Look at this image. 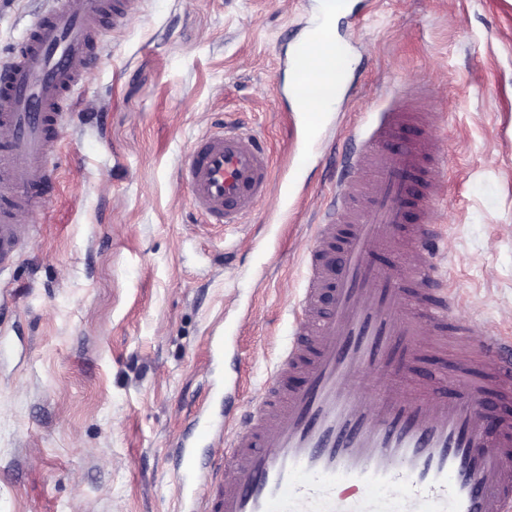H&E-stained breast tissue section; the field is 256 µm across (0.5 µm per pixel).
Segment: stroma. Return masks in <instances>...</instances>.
Instances as JSON below:
<instances>
[{"mask_svg": "<svg viewBox=\"0 0 512 512\" xmlns=\"http://www.w3.org/2000/svg\"><path fill=\"white\" fill-rule=\"evenodd\" d=\"M45 0H0V60ZM315 0H143L106 31L52 160L56 186L0 273V512H181L173 444L207 395L209 337L233 324L225 376L261 395L304 285L302 257L350 124L428 82L450 144L435 256L475 317L512 336V0H350L355 90L337 103L279 218L270 194L217 230L177 170L220 123L253 130L276 172L294 114L288 41Z\"/></svg>", "mask_w": 512, "mask_h": 512, "instance_id": "1", "label": "stroma"}]
</instances>
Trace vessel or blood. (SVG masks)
<instances>
[{
    "label": "vessel or blood",
    "mask_w": 512,
    "mask_h": 512,
    "mask_svg": "<svg viewBox=\"0 0 512 512\" xmlns=\"http://www.w3.org/2000/svg\"><path fill=\"white\" fill-rule=\"evenodd\" d=\"M0 60V271L50 194L68 102L92 75L101 34L141 0H49ZM347 0H318L291 43L292 162L275 175L264 141L234 124L199 137L178 171L207 224H240L271 192L295 206L309 140L349 95L350 49L333 24ZM428 86L355 126L333 203L304 255L287 344L260 398L230 406L222 383L175 450L187 512H512V339L456 316L434 260L447 142ZM393 259L384 267L385 259Z\"/></svg>",
    "instance_id": "1"
}]
</instances>
